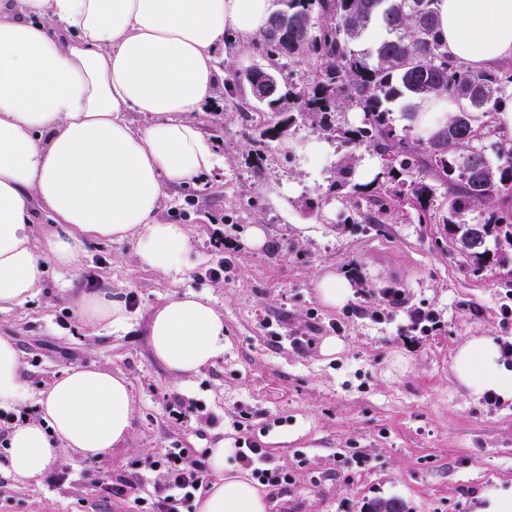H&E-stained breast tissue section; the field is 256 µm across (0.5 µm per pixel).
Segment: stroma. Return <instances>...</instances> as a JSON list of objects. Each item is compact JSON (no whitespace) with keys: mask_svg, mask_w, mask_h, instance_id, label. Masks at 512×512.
Returning a JSON list of instances; mask_svg holds the SVG:
<instances>
[{"mask_svg":"<svg viewBox=\"0 0 512 512\" xmlns=\"http://www.w3.org/2000/svg\"><path fill=\"white\" fill-rule=\"evenodd\" d=\"M283 116L263 148L250 93L232 99L216 86L198 113L224 163L171 191L158 215L186 226L190 268L163 274L136 263L133 241L92 243L70 270L41 255L39 296L0 306V336L15 342L33 390L63 369L105 365L127 377L135 402L121 447L62 459L29 482L0 475V512H146L108 483L162 481L145 462L174 445L203 452L244 439L288 473L265 489L270 512H363L389 498L407 512H478L486 491L512 485V399L486 404L452 373L470 337H512L502 313L512 307V262L473 272L448 236L443 196L423 223L388 178L386 211L346 222L358 194L332 184L347 148L297 110ZM309 198L318 209L304 207ZM253 227L265 233L261 246L247 243ZM326 271L349 280L342 307L318 296L314 281ZM103 287L124 300L126 329L79 321L74 298ZM384 288L402 289L400 309L382 303ZM189 291L223 312L224 354L179 380L154 359L149 324ZM415 309L434 312L436 326L408 330ZM300 333L312 345L293 347ZM331 336L342 349L327 356L321 344Z\"/></svg>","mask_w":512,"mask_h":512,"instance_id":"35a3bbf8","label":"stroma"}]
</instances>
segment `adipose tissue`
<instances>
[{"instance_id":"1","label":"adipose tissue","mask_w":512,"mask_h":512,"mask_svg":"<svg viewBox=\"0 0 512 512\" xmlns=\"http://www.w3.org/2000/svg\"><path fill=\"white\" fill-rule=\"evenodd\" d=\"M272 10V0H0V305L36 296L40 253L71 269L92 242L131 238L140 266L189 267L187 229L160 222V205L219 165L195 119L224 77L216 48L230 31L249 41ZM437 12L449 56L475 72L512 63V0H438ZM38 206L54 221L40 251ZM74 304L85 324H128L111 289ZM150 343L171 376H192L223 355L224 315L209 298L173 297L153 312ZM452 371L467 390L512 398V369L493 337L461 344ZM30 403L35 418L13 425L0 457V471L18 481L37 479L61 454L97 457L131 435L126 376L70 367L35 395L14 341L0 336V409ZM226 453L210 450L213 479L196 512H268L264 492L226 473Z\"/></svg>"}]
</instances>
